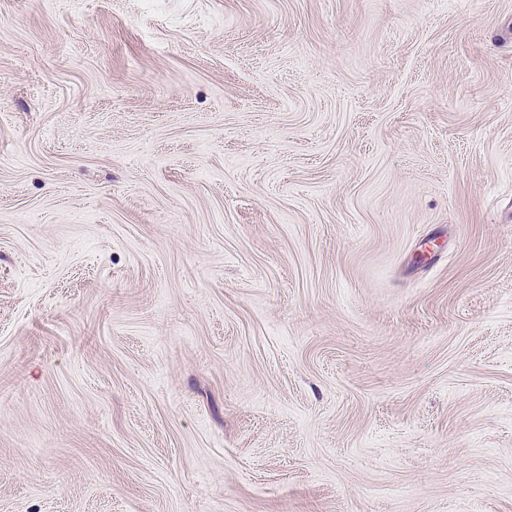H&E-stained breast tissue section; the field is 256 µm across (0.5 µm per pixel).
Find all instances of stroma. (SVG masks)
Here are the masks:
<instances>
[{
  "mask_svg": "<svg viewBox=\"0 0 512 512\" xmlns=\"http://www.w3.org/2000/svg\"><path fill=\"white\" fill-rule=\"evenodd\" d=\"M0 512H512V0H0Z\"/></svg>",
  "mask_w": 512,
  "mask_h": 512,
  "instance_id": "35a3bbf8",
  "label": "stroma"
}]
</instances>
